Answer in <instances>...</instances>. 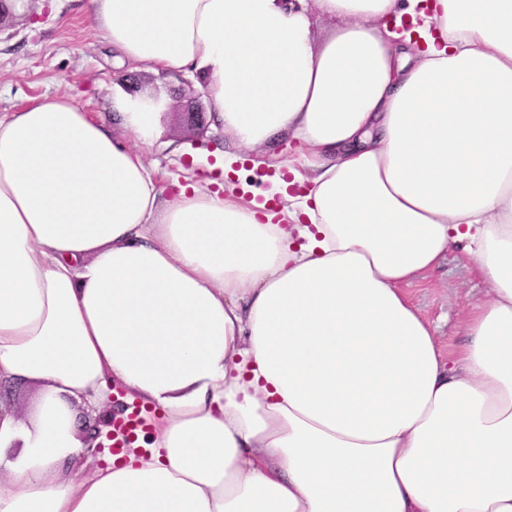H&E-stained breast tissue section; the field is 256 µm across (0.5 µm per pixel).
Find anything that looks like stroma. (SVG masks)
I'll return each instance as SVG.
<instances>
[{
  "label": "stroma",
  "instance_id": "stroma-1",
  "mask_svg": "<svg viewBox=\"0 0 512 512\" xmlns=\"http://www.w3.org/2000/svg\"><path fill=\"white\" fill-rule=\"evenodd\" d=\"M124 71L92 28L82 0H36L33 12L16 17L14 26L0 29V113L14 112L33 101L65 95L85 111L111 120L112 90L136 96L173 95L182 85L178 71L140 72L138 86L124 83ZM145 159L163 181L216 178L235 194L251 197L267 191L271 181L263 171L233 165L216 176L212 166L236 154L234 142L212 125L191 124L184 114H159L152 145L143 147ZM405 293L419 314L437 328L444 352L464 341L461 323L473 305L486 297V286L466 269L460 250H451L435 271L405 285Z\"/></svg>",
  "mask_w": 512,
  "mask_h": 512
}]
</instances>
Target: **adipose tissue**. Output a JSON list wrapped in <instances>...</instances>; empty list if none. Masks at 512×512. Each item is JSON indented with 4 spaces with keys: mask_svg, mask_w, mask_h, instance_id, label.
Listing matches in <instances>:
<instances>
[{
    "mask_svg": "<svg viewBox=\"0 0 512 512\" xmlns=\"http://www.w3.org/2000/svg\"><path fill=\"white\" fill-rule=\"evenodd\" d=\"M410 2L88 0L306 190L170 194L67 97L0 115V384L41 388L0 406V512H512V0ZM114 107L153 139L162 103ZM453 247L488 296L446 356L402 288ZM116 383L159 421L99 467ZM5 399L16 412L28 414L37 402L38 388L34 385L18 386Z\"/></svg>",
    "mask_w": 512,
    "mask_h": 512,
    "instance_id": "obj_1",
    "label": "adipose tissue"
}]
</instances>
